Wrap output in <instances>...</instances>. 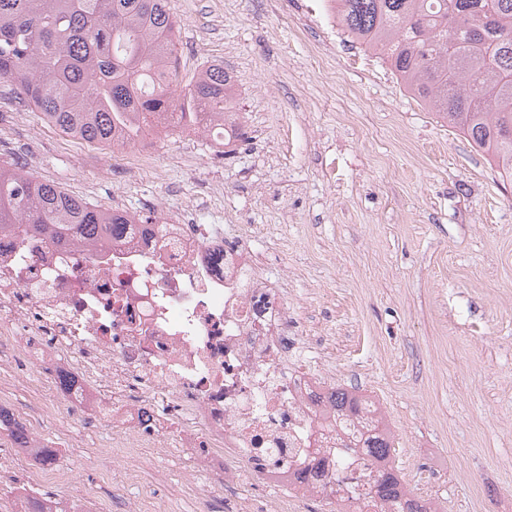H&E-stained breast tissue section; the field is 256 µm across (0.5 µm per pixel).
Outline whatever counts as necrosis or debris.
I'll use <instances>...</instances> for the list:
<instances>
[{
    "instance_id": "necrosis-or-debris-1",
    "label": "necrosis or debris",
    "mask_w": 512,
    "mask_h": 512,
    "mask_svg": "<svg viewBox=\"0 0 512 512\" xmlns=\"http://www.w3.org/2000/svg\"><path fill=\"white\" fill-rule=\"evenodd\" d=\"M288 301L246 238L206 224H157L90 256L21 230L0 235V347L52 344L69 365L61 398L77 409L96 386L112 407V445L127 476L141 449L170 436L223 460L224 481L285 491L263 512L310 501L380 512L355 447L367 417L337 414L332 387L289 368Z\"/></svg>"
}]
</instances>
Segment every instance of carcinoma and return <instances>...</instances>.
<instances>
[{
    "label": "carcinoma",
    "instance_id": "1",
    "mask_svg": "<svg viewBox=\"0 0 512 512\" xmlns=\"http://www.w3.org/2000/svg\"><path fill=\"white\" fill-rule=\"evenodd\" d=\"M344 30L382 53L407 90L467 136L512 182V0H332ZM175 21L168 0H0V82L72 138L133 147L155 121L178 128L215 122L240 131L235 80L221 63L181 85L173 57ZM136 216L90 205L0 164V229L23 224L38 235L92 254L112 243L117 224ZM336 411L357 414L363 398L334 392ZM55 464L47 447L30 446L26 424L0 405V438ZM393 435L373 427L356 447L373 462L372 489L388 512H436L409 495L389 465ZM18 512H76L47 494L17 489Z\"/></svg>",
    "mask_w": 512,
    "mask_h": 512
}]
</instances>
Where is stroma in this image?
Returning <instances> with one entry per match:
<instances>
[{
    "label": "stroma",
    "mask_w": 512,
    "mask_h": 512,
    "mask_svg": "<svg viewBox=\"0 0 512 512\" xmlns=\"http://www.w3.org/2000/svg\"><path fill=\"white\" fill-rule=\"evenodd\" d=\"M179 79L231 72L244 135L229 155L168 129L148 166L62 134L0 83V163L93 205L243 224L300 324L301 356L337 387L381 402L406 488L438 512H512V183L405 91L374 52L324 20L322 0H169ZM58 358L16 341L0 404L63 449L79 512L148 497L196 512L184 460L129 480L88 392L55 402ZM0 512L32 459L0 449Z\"/></svg>",
    "instance_id": "35a3bbf8"
}]
</instances>
